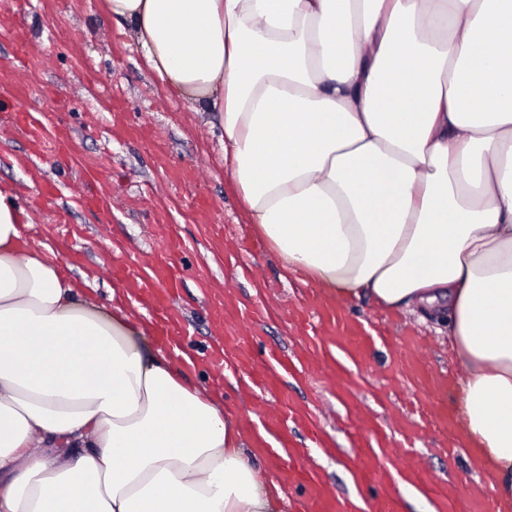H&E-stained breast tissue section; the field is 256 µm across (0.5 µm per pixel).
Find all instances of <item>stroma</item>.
I'll list each match as a JSON object with an SVG mask.
<instances>
[{
	"mask_svg": "<svg viewBox=\"0 0 512 512\" xmlns=\"http://www.w3.org/2000/svg\"><path fill=\"white\" fill-rule=\"evenodd\" d=\"M18 42L30 48L33 62L16 57ZM19 94L28 108L43 113L47 142L40 158L32 159V144L13 129L12 109H0V185L27 208L31 222L24 232L30 243L49 246L73 275L88 274L92 296L106 304L113 282L99 275L102 263L145 258L155 244L152 225H175L196 246L186 262L209 276L231 314L259 295L280 309V318L257 328V346L289 355L301 351L290 314L306 302L314 284L282 278L279 260L266 246L254 258L258 280L236 278L232 257L256 236L228 183L215 115L192 110L161 85L128 28L108 17L105 0H29L21 12L15 0H0V97L8 102ZM59 133L70 137L68 155L55 150L52 138ZM88 169L96 177L86 185L78 175ZM49 177L59 181L60 191L40 197L38 188ZM85 191L111 194L114 207L80 206L77 198ZM181 303L193 325L192 345L205 349L215 326L196 279H187ZM338 308L351 320L421 336L429 367L451 378L457 375L448 335L429 314L395 315L366 298ZM369 364V373L348 391L325 369L286 386L302 414L300 421L288 424V439L318 465L338 496L357 495L351 470L332 450L309 441L306 421L319 422L340 448L353 447L358 434L376 427L400 446L411 426L401 405L411 389L388 374V351L378 349ZM448 438V431L431 421L420 430L414 453L395 461L381 457L393 475L386 490L401 512H431L433 507L428 495L400 483L408 465L450 485L458 512H468L476 474L464 456L451 460L444 454Z\"/></svg>",
	"mask_w": 512,
	"mask_h": 512,
	"instance_id": "obj_1",
	"label": "stroma"
}]
</instances>
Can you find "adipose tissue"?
<instances>
[{
    "label": "adipose tissue",
    "mask_w": 512,
    "mask_h": 512,
    "mask_svg": "<svg viewBox=\"0 0 512 512\" xmlns=\"http://www.w3.org/2000/svg\"><path fill=\"white\" fill-rule=\"evenodd\" d=\"M218 113L287 274L448 326L457 439L512 512V0H105ZM0 188V512H287L237 412L98 303Z\"/></svg>",
    "instance_id": "obj_1"
}]
</instances>
